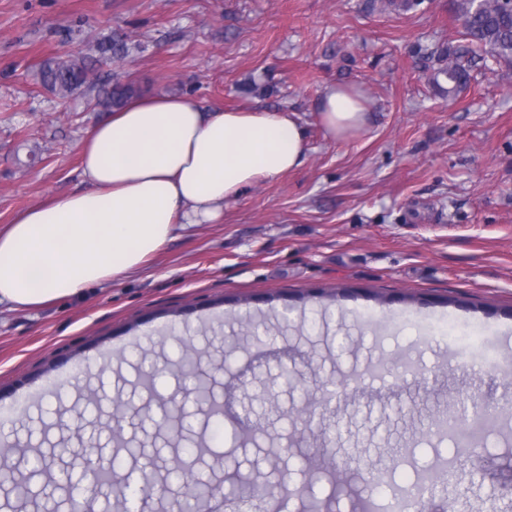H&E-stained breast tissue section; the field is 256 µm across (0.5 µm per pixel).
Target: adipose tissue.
I'll list each match as a JSON object with an SVG mask.
<instances>
[{"mask_svg": "<svg viewBox=\"0 0 512 512\" xmlns=\"http://www.w3.org/2000/svg\"><path fill=\"white\" fill-rule=\"evenodd\" d=\"M318 116L333 137L360 131L365 96L328 85ZM306 152L301 119L285 108L128 100L83 138V189L31 206L0 229V306L34 311L139 272L177 230L222 222L226 202L299 168Z\"/></svg>", "mask_w": 512, "mask_h": 512, "instance_id": "adipose-tissue-1", "label": "adipose tissue"}]
</instances>
